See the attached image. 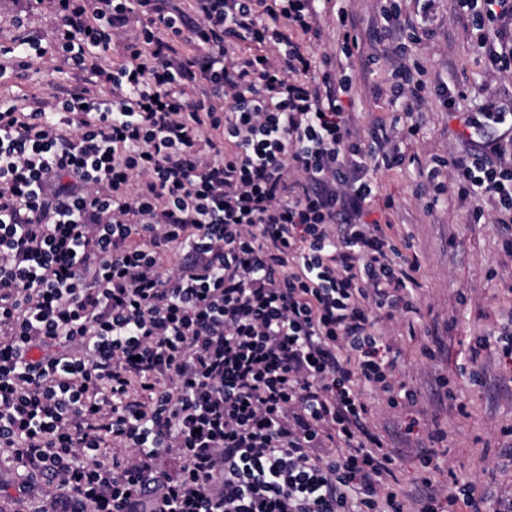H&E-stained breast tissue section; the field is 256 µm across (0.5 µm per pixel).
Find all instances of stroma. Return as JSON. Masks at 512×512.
Instances as JSON below:
<instances>
[{
	"label": "stroma",
	"mask_w": 512,
	"mask_h": 512,
	"mask_svg": "<svg viewBox=\"0 0 512 512\" xmlns=\"http://www.w3.org/2000/svg\"><path fill=\"white\" fill-rule=\"evenodd\" d=\"M359 26V47L352 57L340 55L336 43V12L325 7L321 25V48L334 54L338 70L354 77L353 95L345 100L347 111L361 136H368L376 116L390 106L381 91L391 70L384 56L370 67L361 58L369 48V35L378 10L377 0H350ZM434 34L415 53L426 65L433 82L464 89L454 110L445 109L439 98L428 95L423 105L419 134L399 139L406 157L404 169L383 178L384 194L393 197L394 219L408 237L410 255L420 264L417 312L391 324L389 334L399 350L398 378L418 393L417 406L389 408L383 394L366 392L372 430L388 432L393 443L409 438L415 445L398 464L402 485L418 476L420 456L433 453L442 471L437 481L458 478L478 490L512 496V460L500 450L512 444L501 432L512 425V357H505L501 344L490 341L478 361H471L468 347L480 333L499 331L512 313V258L505 256L502 241L487 212L481 223H471L472 201L460 200L449 188L436 204L417 195L419 169L432 159L471 151L472 143L461 139L459 113L475 114L488 102L512 108V76L492 77L471 47L465 20L455 13L450 0H434ZM55 30L41 10H26L25 0H0V41L34 36L51 42ZM82 74L61 58L34 59L21 75L0 81V99L18 111H31L35 101L48 100L59 89L83 88ZM436 350L425 357L422 346ZM447 379L458 391L459 402L441 398L437 379ZM24 475L13 459L0 457V512H39L40 491L18 495Z\"/></svg>",
	"instance_id": "stroma-1"
}]
</instances>
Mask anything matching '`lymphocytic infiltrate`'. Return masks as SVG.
Returning <instances> with one entry per match:
<instances>
[{
	"label": "lymphocytic infiltrate",
	"instance_id": "lymphocytic-infiltrate-1",
	"mask_svg": "<svg viewBox=\"0 0 512 512\" xmlns=\"http://www.w3.org/2000/svg\"><path fill=\"white\" fill-rule=\"evenodd\" d=\"M317 0H38L55 39L0 44L25 69L61 57L89 85L0 108V453L64 512H512L453 496L421 459V496L367 429L365 390L415 403L386 353L415 309L417 260L395 242L353 78L319 49ZM433 0L398 30L393 124L418 135L430 80L411 60ZM492 74L512 73V0H455ZM124 38L119 67L107 60ZM490 200L512 257V159L493 143L421 176Z\"/></svg>",
	"mask_w": 512,
	"mask_h": 512
}]
</instances>
